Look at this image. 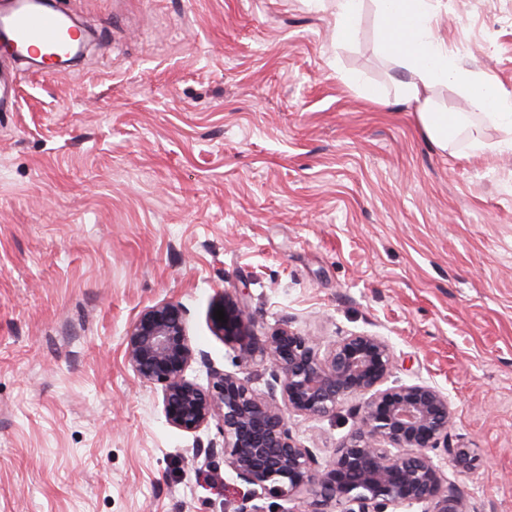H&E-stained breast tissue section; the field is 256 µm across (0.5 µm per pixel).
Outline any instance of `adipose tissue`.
<instances>
[{
  "instance_id": "ef3b65f1",
  "label": "adipose tissue",
  "mask_w": 512,
  "mask_h": 512,
  "mask_svg": "<svg viewBox=\"0 0 512 512\" xmlns=\"http://www.w3.org/2000/svg\"><path fill=\"white\" fill-rule=\"evenodd\" d=\"M380 19L379 49L406 69L409 77L398 84L400 94L415 105L423 133L439 148L463 128L465 116L442 108L433 98L437 87L459 88L473 110L501 128L506 137L488 143L473 139L478 150H512V98L448 60V49L435 32L432 0H376Z\"/></svg>"
}]
</instances>
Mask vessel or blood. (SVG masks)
I'll return each instance as SVG.
<instances>
[{
	"mask_svg": "<svg viewBox=\"0 0 512 512\" xmlns=\"http://www.w3.org/2000/svg\"><path fill=\"white\" fill-rule=\"evenodd\" d=\"M0 34L24 56L44 57L80 38V31L58 14L38 8L31 0H10L0 11Z\"/></svg>",
	"mask_w": 512,
	"mask_h": 512,
	"instance_id": "b4317fda",
	"label": "vessel or blood"
}]
</instances>
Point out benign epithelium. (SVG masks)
I'll use <instances>...</instances> for the list:
<instances>
[{
	"label": "benign epithelium",
	"instance_id": "1",
	"mask_svg": "<svg viewBox=\"0 0 512 512\" xmlns=\"http://www.w3.org/2000/svg\"><path fill=\"white\" fill-rule=\"evenodd\" d=\"M226 322L211 318L215 335L237 352L242 371L265 362L274 378L265 393L248 375L212 366L190 339L186 312L173 301L144 309L125 337V359L146 383L161 386L163 411L172 427L196 433L218 420L226 464L257 495L291 499L303 491L313 499L305 512H387L425 503V512H466L455 485L429 452L443 449L457 472L477 461L472 448L448 447L452 410L443 392L425 383L387 385L395 369L390 345L370 334L341 336L325 354L315 338L283 323L264 339L250 330L241 300L224 295ZM206 369L207 386L187 378L194 363ZM283 403H278L276 383ZM364 396L359 423L319 462L298 444L287 414L325 417L345 400Z\"/></svg>",
	"mask_w": 512,
	"mask_h": 512
}]
</instances>
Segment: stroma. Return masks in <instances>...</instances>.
Returning a JSON list of instances; mask_svg holds the SVG:
<instances>
[{
    "instance_id": "stroma-1",
    "label": "stroma",
    "mask_w": 512,
    "mask_h": 512,
    "mask_svg": "<svg viewBox=\"0 0 512 512\" xmlns=\"http://www.w3.org/2000/svg\"><path fill=\"white\" fill-rule=\"evenodd\" d=\"M57 6L94 43L70 68L13 63L0 106V512H233L248 487L206 452L217 423L170 426L124 356L174 301L239 372L210 324L226 294L260 339L387 340L393 381L441 389L449 447L477 454L465 473L433 455L466 512H512V151L426 138L375 0L341 49L331 0ZM434 8L454 62L512 96V0ZM361 404L289 431L328 459Z\"/></svg>"
}]
</instances>
